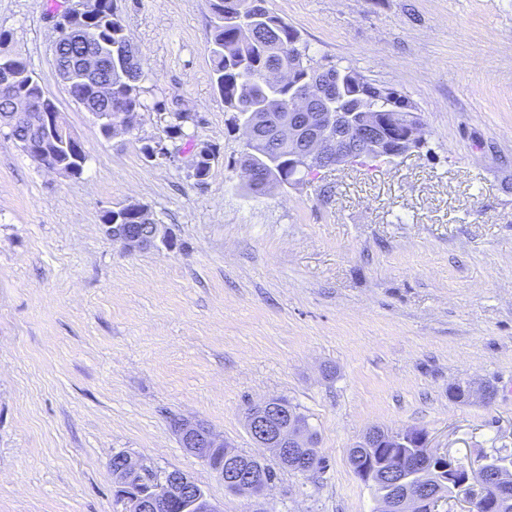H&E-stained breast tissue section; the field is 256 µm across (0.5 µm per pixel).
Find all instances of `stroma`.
<instances>
[{"instance_id":"stroma-1","label":"stroma","mask_w":512,"mask_h":512,"mask_svg":"<svg viewBox=\"0 0 512 512\" xmlns=\"http://www.w3.org/2000/svg\"><path fill=\"white\" fill-rule=\"evenodd\" d=\"M79 2L0 0V50L87 155L64 178L0 127V512H116L119 452L253 512L170 420L271 465L246 425L271 397L305 416L326 466L278 470L266 512H373L348 462L373 427L423 429L465 461L512 453V0H268L312 55L401 91L426 128L393 162L258 197L212 81L208 0H113L147 109L111 139L53 65L54 16ZM151 140L166 158H145ZM193 140L217 147L201 185ZM129 203L166 227L131 254L101 224ZM462 381L492 402L449 400ZM173 429L181 446L208 465L212 461V465H215L223 458V454L221 455L220 450L217 449L211 459L212 452L215 448H223L226 446V448L224 447V453L225 450L239 452L224 442L223 438H219L211 428L202 421H191L178 417L174 419Z\"/></svg>"}]
</instances>
